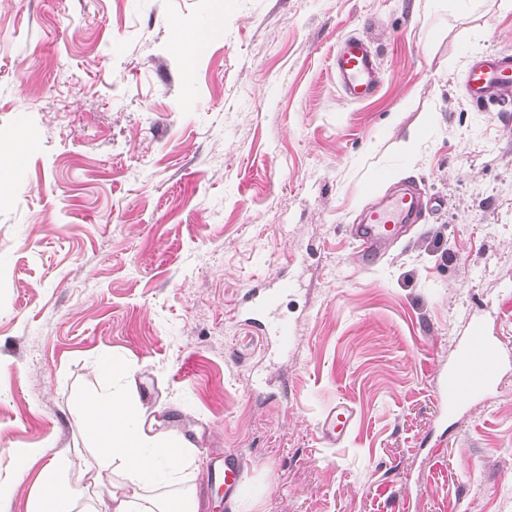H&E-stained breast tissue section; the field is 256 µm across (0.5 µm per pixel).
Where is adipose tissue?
Listing matches in <instances>:
<instances>
[{
    "label": "adipose tissue",
    "instance_id": "obj_1",
    "mask_svg": "<svg viewBox=\"0 0 512 512\" xmlns=\"http://www.w3.org/2000/svg\"><path fill=\"white\" fill-rule=\"evenodd\" d=\"M83 418L94 434V448L103 467L120 470L122 481L108 496L98 498L92 512H198L194 493L173 498L154 496L153 488L178 483L193 464V455L175 436L158 438L146 428L141 413L125 390H112L104 398L86 402ZM22 462L52 455L53 465L39 474L40 495L31 512H71L62 481L65 450L53 441L36 448H19Z\"/></svg>",
    "mask_w": 512,
    "mask_h": 512
}]
</instances>
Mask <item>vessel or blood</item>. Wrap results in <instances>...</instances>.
Instances as JSON below:
<instances>
[{
    "label": "vessel or blood",
    "instance_id": "vessel-or-blood-1",
    "mask_svg": "<svg viewBox=\"0 0 512 512\" xmlns=\"http://www.w3.org/2000/svg\"><path fill=\"white\" fill-rule=\"evenodd\" d=\"M331 69L345 95L353 101L367 99L381 79L370 41L359 35L341 42L332 58ZM465 86L477 104L500 112L512 110V54L476 60L468 69ZM428 205L423 191L411 185L385 198L373 199L349 229L357 262L371 266L382 259L400 239L404 228L420 221ZM292 286L291 278L279 277L271 287L247 293L235 305L233 313L243 318L255 334H273L280 345H287L292 334L290 326L284 322L269 326L266 316L279 307ZM504 361L503 346L487 336L481 324H473L466 339L457 346L447 373L441 377L436 399L442 413H454L462 405L486 398L498 388ZM355 420V410L349 404L339 402L331 406L317 425L321 442L329 447L342 443ZM211 477L223 482L224 494L230 500L249 489L242 466L231 460H215Z\"/></svg>",
    "mask_w": 512,
    "mask_h": 512
}]
</instances>
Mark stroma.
I'll return each instance as SVG.
<instances>
[{"mask_svg": "<svg viewBox=\"0 0 512 512\" xmlns=\"http://www.w3.org/2000/svg\"><path fill=\"white\" fill-rule=\"evenodd\" d=\"M224 15L185 64L175 32ZM379 55L368 100L330 70L347 36ZM512 53L506 0H0V139L28 130L0 202V484L28 512L43 466L94 459L84 400L103 363L155 432L195 449L203 512H512V360L491 396L436 418L437 373L473 321L512 349V111L463 89ZM436 198L376 266L348 226L378 180ZM287 272L292 340L232 308ZM357 423L322 445L328 406ZM256 493L208 486L213 454Z\"/></svg>", "mask_w": 512, "mask_h": 512, "instance_id": "obj_1", "label": "stroma"}]
</instances>
